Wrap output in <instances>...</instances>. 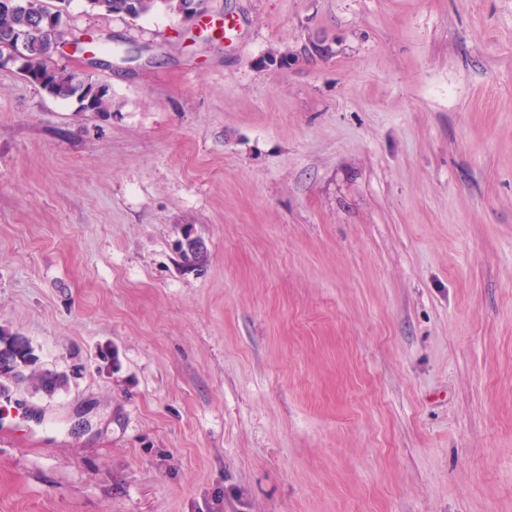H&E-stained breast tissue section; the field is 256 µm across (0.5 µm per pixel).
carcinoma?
<instances>
[{
  "label": "carcinoma",
  "mask_w": 512,
  "mask_h": 512,
  "mask_svg": "<svg viewBox=\"0 0 512 512\" xmlns=\"http://www.w3.org/2000/svg\"><path fill=\"white\" fill-rule=\"evenodd\" d=\"M140 14L163 9L175 12L176 0H138ZM88 6L107 15H122L123 0H87ZM31 15L26 8L0 10V33L6 30L20 29L30 25ZM71 32L65 29L50 28L46 33L29 42L22 71L24 77L38 84L51 97L77 102L81 112H109L112 109V97L105 86L86 84L63 67H53L52 50L61 42L68 41ZM179 257L187 266L200 264L205 252L193 245L189 236L183 237L177 244ZM38 357L30 343H21L19 337L0 334V374L21 377L24 371L37 373ZM39 374V373H37ZM40 386L52 394L65 386L67 379L63 374L42 372L39 374Z\"/></svg>",
  "instance_id": "obj_1"
}]
</instances>
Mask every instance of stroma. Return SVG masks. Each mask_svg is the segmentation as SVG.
<instances>
[{"mask_svg":"<svg viewBox=\"0 0 512 512\" xmlns=\"http://www.w3.org/2000/svg\"><path fill=\"white\" fill-rule=\"evenodd\" d=\"M207 8L0 66V512H512V0ZM20 337L0 334V375L12 374L22 377L24 371L37 373L38 357L30 343L21 344Z\"/></svg>","mask_w":512,"mask_h":512,"instance_id":"1","label":"stroma"}]
</instances>
